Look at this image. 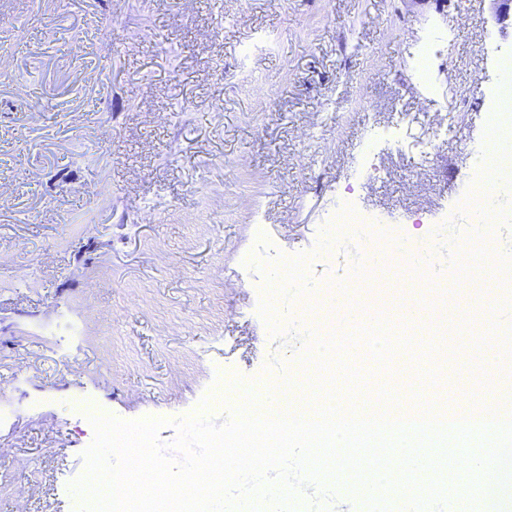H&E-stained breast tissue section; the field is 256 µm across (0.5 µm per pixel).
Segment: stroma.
<instances>
[{
  "mask_svg": "<svg viewBox=\"0 0 512 512\" xmlns=\"http://www.w3.org/2000/svg\"><path fill=\"white\" fill-rule=\"evenodd\" d=\"M452 34L416 86L407 46ZM512 52L489 0H0V512H76L92 425L75 404L112 416L223 423L245 391L314 376L312 331L275 333L253 315L237 265L254 211L312 288L361 275L366 242L436 225L474 184L467 149L483 145L493 77L487 39ZM455 123L428 162L403 147L360 174L370 127ZM379 218L321 230L335 191ZM455 333L435 363L392 365L386 410H484L472 349L512 330L497 307L453 299ZM436 402L416 398V379ZM209 406H202V399Z\"/></svg>",
  "mask_w": 512,
  "mask_h": 512,
  "instance_id": "35a3bbf8",
  "label": "stroma"
}]
</instances>
